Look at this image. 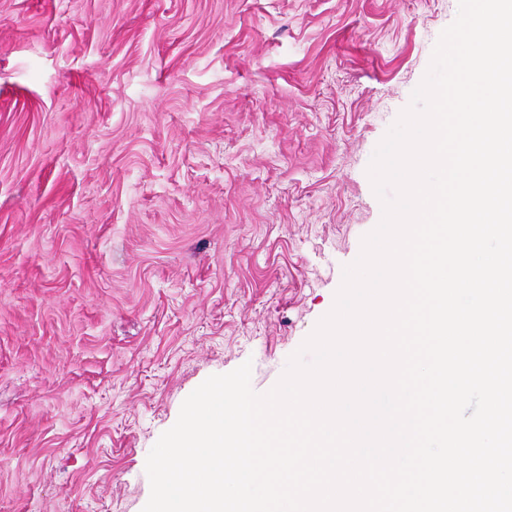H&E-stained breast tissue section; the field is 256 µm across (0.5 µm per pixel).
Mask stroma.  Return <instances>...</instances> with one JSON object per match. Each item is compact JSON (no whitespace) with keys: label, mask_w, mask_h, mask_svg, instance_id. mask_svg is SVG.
<instances>
[{"label":"stroma","mask_w":512,"mask_h":512,"mask_svg":"<svg viewBox=\"0 0 512 512\" xmlns=\"http://www.w3.org/2000/svg\"><path fill=\"white\" fill-rule=\"evenodd\" d=\"M458 10L0 0V512H142L199 385L275 386Z\"/></svg>","instance_id":"1"}]
</instances>
